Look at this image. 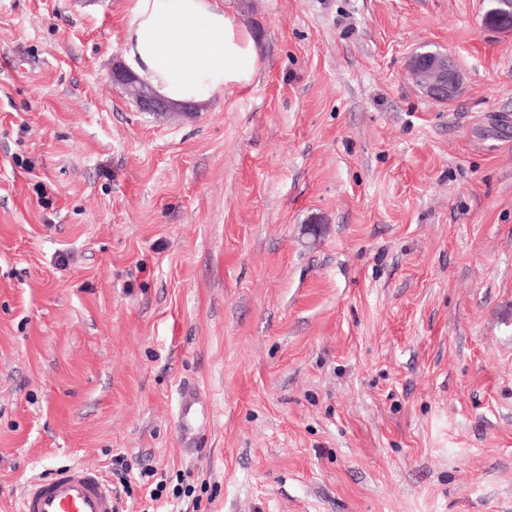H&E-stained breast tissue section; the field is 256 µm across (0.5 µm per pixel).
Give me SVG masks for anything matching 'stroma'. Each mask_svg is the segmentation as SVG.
Segmentation results:
<instances>
[{"label":"stroma","mask_w":512,"mask_h":512,"mask_svg":"<svg viewBox=\"0 0 512 512\" xmlns=\"http://www.w3.org/2000/svg\"><path fill=\"white\" fill-rule=\"evenodd\" d=\"M224 3L257 76L157 115L112 84L128 0H0V512L119 456L193 488L158 512H512V33ZM422 56L426 57V65L432 66L433 76L432 83L428 87V93L434 101L442 100L444 97L448 95L452 89H454L457 85V75L456 72L448 65V55L438 52V53H418L414 55L409 61V68L412 71L410 75L415 83L425 90L427 83L430 81L431 73L427 71L426 68L419 67L422 63L420 59ZM418 66V67H417Z\"/></svg>","instance_id":"35a3bbf8"}]
</instances>
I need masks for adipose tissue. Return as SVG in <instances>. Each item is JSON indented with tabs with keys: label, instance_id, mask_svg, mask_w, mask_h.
Returning a JSON list of instances; mask_svg holds the SVG:
<instances>
[{
	"label": "adipose tissue",
	"instance_id": "ef3b65f1",
	"mask_svg": "<svg viewBox=\"0 0 512 512\" xmlns=\"http://www.w3.org/2000/svg\"><path fill=\"white\" fill-rule=\"evenodd\" d=\"M128 12L123 62L170 102L202 104L255 79L257 43L223 0H128Z\"/></svg>",
	"mask_w": 512,
	"mask_h": 512
}]
</instances>
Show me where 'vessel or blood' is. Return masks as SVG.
<instances>
[{"label": "vessel or blood", "instance_id": "vessel-or-blood-1", "mask_svg": "<svg viewBox=\"0 0 512 512\" xmlns=\"http://www.w3.org/2000/svg\"><path fill=\"white\" fill-rule=\"evenodd\" d=\"M19 512H120L101 474L79 464L63 466L30 483Z\"/></svg>", "mask_w": 512, "mask_h": 512}]
</instances>
